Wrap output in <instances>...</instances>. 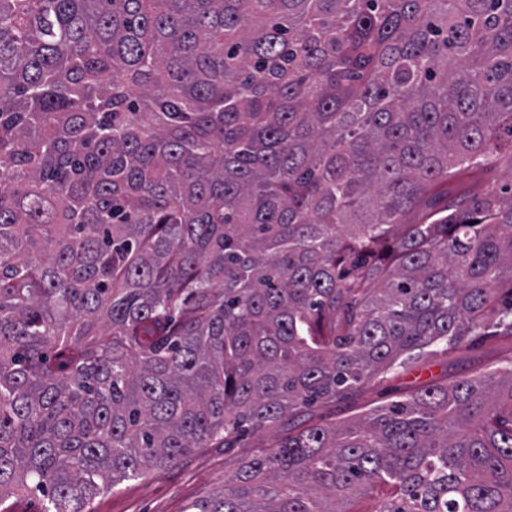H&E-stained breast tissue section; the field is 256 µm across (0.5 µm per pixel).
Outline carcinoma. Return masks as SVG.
<instances>
[{
    "label": "carcinoma",
    "instance_id": "cac0c4a2",
    "mask_svg": "<svg viewBox=\"0 0 512 512\" xmlns=\"http://www.w3.org/2000/svg\"><path fill=\"white\" fill-rule=\"evenodd\" d=\"M512 0H0V505L287 428L189 512H512ZM488 182L502 186L512 184V171L508 164H503L498 169L490 172L479 169L460 171L448 182V195L459 196ZM512 357V339L477 338L455 349L438 352L413 364L408 371L380 376L362 389L355 399L336 404H316L307 410L305 419L315 422L343 424L360 415L367 405L382 406L391 401L404 400L418 386L433 379L448 382L470 375H478L502 365Z\"/></svg>",
    "mask_w": 512,
    "mask_h": 512
}]
</instances>
